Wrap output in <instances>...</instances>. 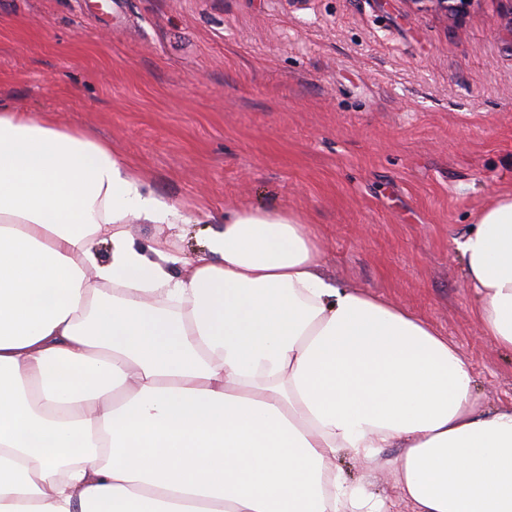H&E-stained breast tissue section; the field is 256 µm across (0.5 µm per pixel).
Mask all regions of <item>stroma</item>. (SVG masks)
I'll return each mask as SVG.
<instances>
[{
    "mask_svg": "<svg viewBox=\"0 0 512 512\" xmlns=\"http://www.w3.org/2000/svg\"><path fill=\"white\" fill-rule=\"evenodd\" d=\"M0 103L107 140L190 218L205 204L181 256L225 212H297L329 279L432 323L476 394L512 404V352L481 335L458 249L512 194V0L459 24L408 0H0ZM398 454L336 466L410 512Z\"/></svg>",
    "mask_w": 512,
    "mask_h": 512,
    "instance_id": "1",
    "label": "stroma"
}]
</instances>
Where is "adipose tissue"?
<instances>
[{"label":"adipose tissue","mask_w":512,"mask_h":512,"mask_svg":"<svg viewBox=\"0 0 512 512\" xmlns=\"http://www.w3.org/2000/svg\"><path fill=\"white\" fill-rule=\"evenodd\" d=\"M134 219L187 221L108 143L0 106V512H392L336 468L392 446L411 512H512V405L430 322L328 281L295 212L225 213L191 260ZM458 249L512 351V195ZM127 229L137 243L145 245L160 233H164V235L169 233L164 224H143L137 219L131 220Z\"/></svg>","instance_id":"ef3b65f1"}]
</instances>
